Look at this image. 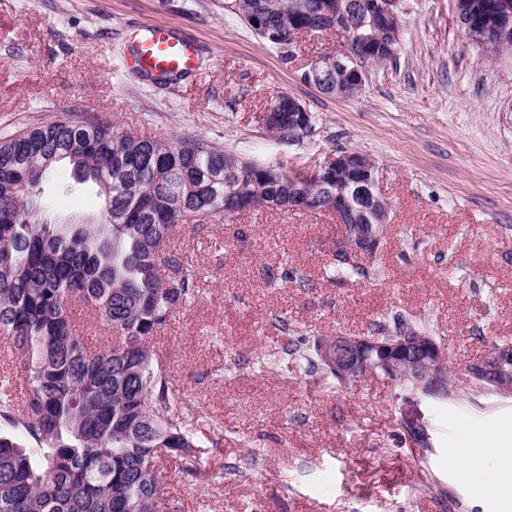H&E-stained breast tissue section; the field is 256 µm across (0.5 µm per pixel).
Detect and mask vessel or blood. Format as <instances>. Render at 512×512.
I'll return each instance as SVG.
<instances>
[{
	"label": "vessel or blood",
	"mask_w": 512,
	"mask_h": 512,
	"mask_svg": "<svg viewBox=\"0 0 512 512\" xmlns=\"http://www.w3.org/2000/svg\"><path fill=\"white\" fill-rule=\"evenodd\" d=\"M199 63L196 44L172 27L146 23L130 41L126 64L157 83H173L194 72Z\"/></svg>",
	"instance_id": "1"
}]
</instances>
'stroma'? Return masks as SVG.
I'll use <instances>...</instances> for the list:
<instances>
[{"label": "stroma", "instance_id": "obj_1", "mask_svg": "<svg viewBox=\"0 0 512 512\" xmlns=\"http://www.w3.org/2000/svg\"><path fill=\"white\" fill-rule=\"evenodd\" d=\"M229 0H0V137L62 117L103 116L116 131L198 138L262 164L312 172L358 150L379 169L389 232L369 277L324 274L340 246L329 214L260 211L190 226L169 251L200 272L194 299L152 344L192 430L221 427L210 476L189 481L162 460L169 512H512V497L478 496L448 451H483L499 468L512 398L473 394L464 368L512 342V52L469 42L455 0H401L393 62L369 68L351 99L303 73L341 35L303 36L284 62L228 10ZM165 24L196 40L199 66L172 86L120 61L138 26ZM287 94L314 116L299 140L258 116ZM53 214L96 213V187L44 186ZM298 277L280 280L281 267ZM430 320L461 397L440 406L381 377L324 388L257 372V353L285 339L370 335L396 315ZM430 447L401 441L409 422ZM239 474L213 478L221 465Z\"/></svg>", "mask_w": 512, "mask_h": 512}]
</instances>
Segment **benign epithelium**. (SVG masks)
Wrapping results in <instances>:
<instances>
[{"mask_svg":"<svg viewBox=\"0 0 512 512\" xmlns=\"http://www.w3.org/2000/svg\"><path fill=\"white\" fill-rule=\"evenodd\" d=\"M365 9L362 26L358 32L348 22L341 7H336L335 32L345 36L341 48L316 61L304 73L307 81L318 84L336 80L334 91L339 98L357 95L364 87L366 68L359 65L351 51V42L359 43L363 56L373 53L395 54L399 42V0H353L348 8ZM460 29L473 44L486 47L489 42L506 39L509 29L495 28V24L474 26L466 20L459 22ZM309 185L290 197L289 209L318 211L336 217L342 249L351 258H368L378 251V228L387 224L388 203L379 190L375 165L365 155L355 150L330 154L315 170L304 176ZM349 356L341 355L343 350ZM322 359L333 366L340 382L348 384L362 377L378 375L400 386L408 395L433 399L441 394L448 380V363L439 344L426 336L378 337L347 336L338 333L326 336L319 346ZM511 353L499 350L485 352L470 361L465 372L467 379L493 377L496 393L512 397V371L505 366Z\"/></svg>","mask_w":512,"mask_h":512,"instance_id":"obj_1","label":"benign epithelium"}]
</instances>
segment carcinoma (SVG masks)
Here are the masks:
<instances>
[{
    "instance_id": "obj_1",
    "label": "carcinoma",
    "mask_w": 512,
    "mask_h": 512,
    "mask_svg": "<svg viewBox=\"0 0 512 512\" xmlns=\"http://www.w3.org/2000/svg\"><path fill=\"white\" fill-rule=\"evenodd\" d=\"M495 0H459L479 25ZM343 0H233L235 13L274 49L316 26L329 28ZM331 16H299L300 5ZM281 120L271 133L300 137L290 99L265 107ZM104 195V213L72 227L54 222L42 185L61 165ZM228 166L248 172L229 180ZM291 173L252 162L199 139L119 133L103 117L58 118L0 138V512H162L168 457L194 481L207 473L206 449L186 428L150 339L190 302L197 272L167 251L171 237L253 210L288 208ZM330 278L369 275L333 258ZM109 337L92 347L74 309ZM404 316L373 334L431 335ZM321 338L287 340L261 366L298 362L307 377L339 382L319 358Z\"/></svg>"
}]
</instances>
